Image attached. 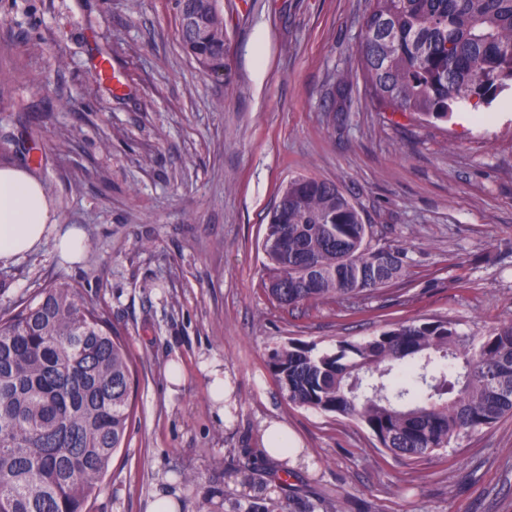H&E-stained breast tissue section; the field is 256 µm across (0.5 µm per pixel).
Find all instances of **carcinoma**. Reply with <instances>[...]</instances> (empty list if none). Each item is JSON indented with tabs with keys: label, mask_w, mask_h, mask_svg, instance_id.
<instances>
[{
	"label": "carcinoma",
	"mask_w": 512,
	"mask_h": 512,
	"mask_svg": "<svg viewBox=\"0 0 512 512\" xmlns=\"http://www.w3.org/2000/svg\"><path fill=\"white\" fill-rule=\"evenodd\" d=\"M181 41L228 70L215 0H177ZM359 61L370 96L445 123L462 103L512 90V0H367ZM336 184L280 190L262 250L281 306L357 299L403 274V253ZM268 367L288 402L360 421L390 454L419 462L512 416V320L479 336L446 320L396 324L318 353L291 341ZM132 359L79 286L47 285L0 312V512H88L134 411Z\"/></svg>",
	"instance_id": "carcinoma-1"
}]
</instances>
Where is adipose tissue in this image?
I'll use <instances>...</instances> for the list:
<instances>
[{
  "instance_id": "adipose-tissue-1",
  "label": "adipose tissue",
  "mask_w": 512,
  "mask_h": 512,
  "mask_svg": "<svg viewBox=\"0 0 512 512\" xmlns=\"http://www.w3.org/2000/svg\"><path fill=\"white\" fill-rule=\"evenodd\" d=\"M51 235L63 257L80 259L85 241L77 229L59 231L44 184L23 167L0 166V265L37 252Z\"/></svg>"
}]
</instances>
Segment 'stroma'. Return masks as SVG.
Masks as SVG:
<instances>
[{"label": "stroma", "instance_id": "obj_1", "mask_svg": "<svg viewBox=\"0 0 512 512\" xmlns=\"http://www.w3.org/2000/svg\"><path fill=\"white\" fill-rule=\"evenodd\" d=\"M177 0H0V166L47 187L86 250L46 243L0 267V310L51 281L81 286L136 364L134 414L92 512H512V417L409 464L355 421L291 406L268 369L288 341L335 349L445 319L466 334L512 319V91L468 123L432 125L365 91L366 0H216L227 76L183 50ZM111 58L126 89L93 74ZM328 180L402 250V279L356 302L281 307L262 289L278 190ZM224 364L221 422L201 369ZM185 380L167 394L165 371ZM297 461L268 458L265 422ZM262 448L277 459L284 456L283 449L288 448V455L292 453L293 458L297 455V443L285 425L271 421L261 433Z\"/></svg>", "mask_w": 512, "mask_h": 512}]
</instances>
